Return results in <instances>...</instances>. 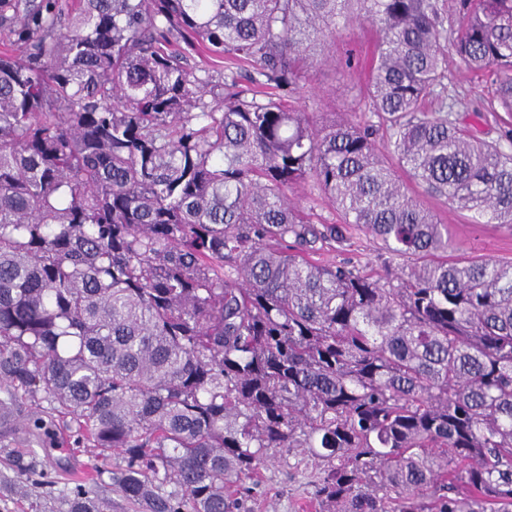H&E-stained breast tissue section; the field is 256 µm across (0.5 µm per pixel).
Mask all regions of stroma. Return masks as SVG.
<instances>
[{"instance_id": "35a3bbf8", "label": "stroma", "mask_w": 512, "mask_h": 512, "mask_svg": "<svg viewBox=\"0 0 512 512\" xmlns=\"http://www.w3.org/2000/svg\"><path fill=\"white\" fill-rule=\"evenodd\" d=\"M319 109L323 112L356 111L360 79L358 73L330 65L317 68L313 73ZM446 98L452 103L458 117L469 124L474 134L486 140L504 139L506 125L487 120L482 107L491 94L485 77L477 74H461L449 68ZM438 216L450 224L458 254L489 255L497 259L512 260V230L493 225L475 224L471 215L436 206ZM321 262H368L373 267L383 265L378 244L371 237L356 234L348 242L326 247ZM32 446V437L21 421L0 425V512H42L45 506V489L38 475H31L26 492L15 489L16 457L25 456ZM56 490L70 488L72 479L96 478L98 487L112 500V512H136L113 487L108 467H96L90 452L69 453L55 450L51 453ZM311 470L297 467L295 458L281 453L264 472L259 486L248 506L250 512H299L301 503L308 497L311 487Z\"/></svg>"}]
</instances>
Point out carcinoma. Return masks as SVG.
<instances>
[{
    "mask_svg": "<svg viewBox=\"0 0 512 512\" xmlns=\"http://www.w3.org/2000/svg\"><path fill=\"white\" fill-rule=\"evenodd\" d=\"M452 2L0 0V423L45 451L70 417L142 512H247L283 452L320 470L301 512H512V261L421 199L512 229V150L424 106L451 45L512 117V0ZM353 23L368 115L287 101ZM180 41L253 87L206 101ZM355 232L383 271L316 259ZM370 40L371 33L363 25L353 24L340 29L336 33V56L340 55V52L346 48L364 53L370 44ZM295 198L296 201H298V203L306 209H309L310 206L314 207L313 212L321 220L327 223H332L338 220L337 214L334 212V210L323 203L320 199L313 204L312 198H317V191L311 190L309 186L305 185L300 187L296 192Z\"/></svg>",
    "mask_w": 512,
    "mask_h": 512,
    "instance_id": "obj_1",
    "label": "carcinoma"
}]
</instances>
